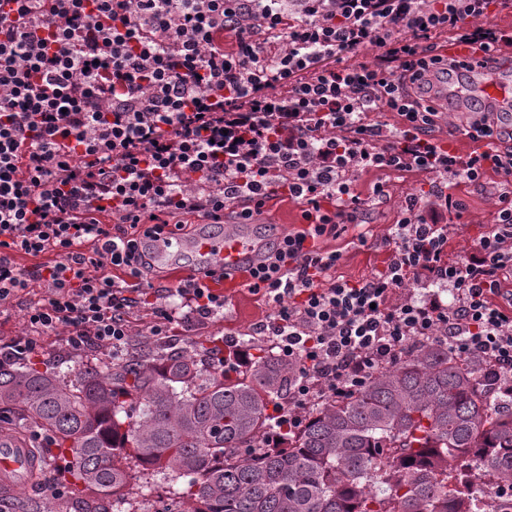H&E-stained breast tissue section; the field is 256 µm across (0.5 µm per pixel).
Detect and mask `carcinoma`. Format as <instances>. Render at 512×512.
I'll use <instances>...</instances> for the list:
<instances>
[{"mask_svg": "<svg viewBox=\"0 0 512 512\" xmlns=\"http://www.w3.org/2000/svg\"><path fill=\"white\" fill-rule=\"evenodd\" d=\"M219 355L134 350L68 374L0 363V410L69 454L79 512H126L138 468L181 483L161 512H512L438 479L463 467L512 488V389L480 356L416 343L269 447L288 360L268 345L232 376Z\"/></svg>", "mask_w": 512, "mask_h": 512, "instance_id": "1", "label": "carcinoma"}]
</instances>
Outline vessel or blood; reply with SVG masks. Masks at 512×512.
<instances>
[{
	"label": "vessel or blood",
	"instance_id": "1",
	"mask_svg": "<svg viewBox=\"0 0 512 512\" xmlns=\"http://www.w3.org/2000/svg\"><path fill=\"white\" fill-rule=\"evenodd\" d=\"M512 70V62L494 56L487 68L473 79V101L479 105H506L512 103V84L504 80L503 72ZM184 251L193 252L197 265L192 274L195 279L217 290L225 297H233L247 267L259 258L260 245L250 225L225 228L221 234L204 232L194 240L174 236L167 241L155 242L152 252L156 262ZM38 459L33 448L18 436L0 433V495H7L35 474Z\"/></svg>",
	"mask_w": 512,
	"mask_h": 512
}]
</instances>
